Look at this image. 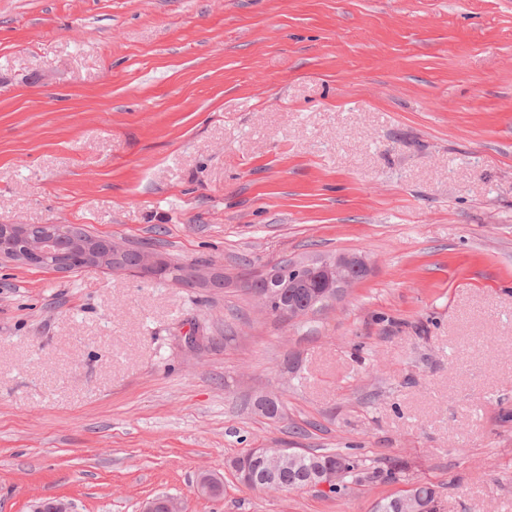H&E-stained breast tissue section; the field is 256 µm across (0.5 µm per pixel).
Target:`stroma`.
<instances>
[{
    "label": "stroma",
    "instance_id": "35a3bbf8",
    "mask_svg": "<svg viewBox=\"0 0 512 512\" xmlns=\"http://www.w3.org/2000/svg\"><path fill=\"white\" fill-rule=\"evenodd\" d=\"M0 224L225 282L0 260V512H512V0H0ZM342 253L370 272L300 322L242 286ZM261 445L405 478L255 490ZM413 493L415 497V502L417 507L419 508V511L415 510H403L406 506H413L414 501L409 496H402V494L395 495L393 497L384 498L383 500L379 501L377 505L373 507L374 512H380L379 510H390V504L393 501V499L400 497L399 499L394 502L395 506L397 505V508L399 511L407 512V511H413V512H431L429 511V507L438 501V492L436 490L435 485L427 482H416L413 483ZM417 508V509H418ZM434 510L440 511L439 502H436L434 505Z\"/></svg>",
    "mask_w": 512,
    "mask_h": 512
}]
</instances>
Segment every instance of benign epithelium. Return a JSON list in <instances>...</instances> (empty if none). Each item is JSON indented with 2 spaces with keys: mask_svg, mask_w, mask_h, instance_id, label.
I'll use <instances>...</instances> for the list:
<instances>
[{
  "mask_svg": "<svg viewBox=\"0 0 512 512\" xmlns=\"http://www.w3.org/2000/svg\"><path fill=\"white\" fill-rule=\"evenodd\" d=\"M60 237L70 240L71 250L53 266V270L59 273L113 270L144 275L168 270V263L150 250L133 248L125 242L95 236L72 224H0V259L39 268L41 259L53 253ZM288 269L298 274L319 273L330 280H336L339 287L328 288L323 293L322 304L325 307L335 305L357 283L355 278L345 274L342 261L335 258L292 262L288 264ZM252 453L264 462L271 476L296 460L295 452L287 448H254ZM343 471L342 467L323 470L307 483L306 489L328 494ZM161 504L165 512H183L180 503L173 497L155 499L145 504L141 512H157Z\"/></svg>",
  "mask_w": 512,
  "mask_h": 512,
  "instance_id": "benign-epithelium-1",
  "label": "benign epithelium"
}]
</instances>
